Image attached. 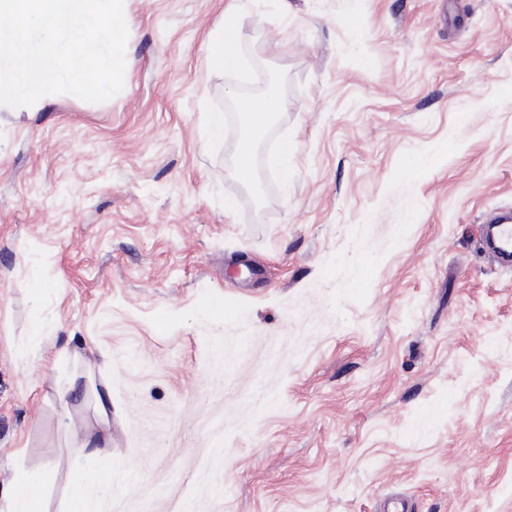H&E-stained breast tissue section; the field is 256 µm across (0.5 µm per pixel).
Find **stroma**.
<instances>
[{"instance_id":"35a3bbf8","label":"stroma","mask_w":512,"mask_h":512,"mask_svg":"<svg viewBox=\"0 0 512 512\" xmlns=\"http://www.w3.org/2000/svg\"><path fill=\"white\" fill-rule=\"evenodd\" d=\"M124 13L117 95L0 106V487L47 469L62 512L104 392L89 512H512V271L476 250L512 209V0ZM271 75L252 187L209 117ZM241 33L230 17L218 27L207 43V54L212 68L222 71L235 70L239 66L238 45Z\"/></svg>"}]
</instances>
